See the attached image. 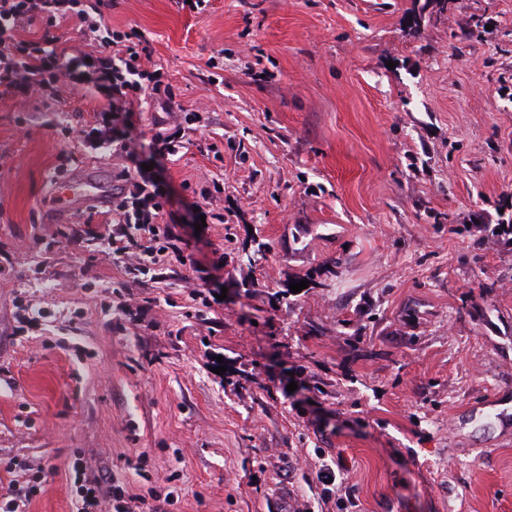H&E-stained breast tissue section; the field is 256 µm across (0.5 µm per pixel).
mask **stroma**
Returning <instances> with one entry per match:
<instances>
[{"label":"stroma","instance_id":"obj_1","mask_svg":"<svg viewBox=\"0 0 512 512\" xmlns=\"http://www.w3.org/2000/svg\"><path fill=\"white\" fill-rule=\"evenodd\" d=\"M101 11L176 97L113 111L77 78L111 48L15 33L71 61L0 86V461L28 465L0 494L35 471L26 512L91 477L147 512H512V0ZM144 169L189 259L134 275L105 237Z\"/></svg>","mask_w":512,"mask_h":512}]
</instances>
